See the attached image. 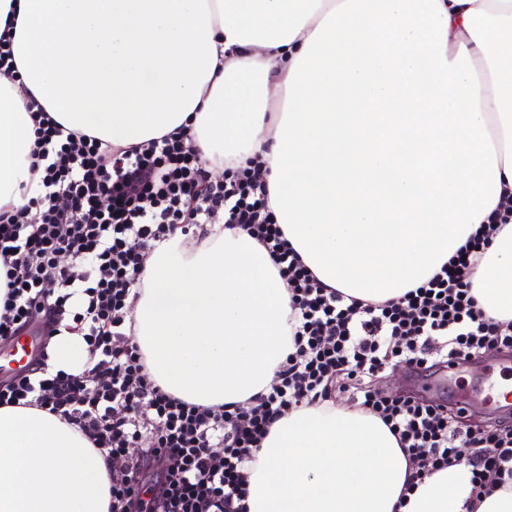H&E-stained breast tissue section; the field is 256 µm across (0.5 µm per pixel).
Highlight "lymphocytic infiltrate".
I'll use <instances>...</instances> for the list:
<instances>
[{
    "label": "lymphocytic infiltrate",
    "instance_id": "f902f5d3",
    "mask_svg": "<svg viewBox=\"0 0 512 512\" xmlns=\"http://www.w3.org/2000/svg\"><path fill=\"white\" fill-rule=\"evenodd\" d=\"M40 127L33 152L42 174L29 205L0 212V340L33 323L47 338L82 336L91 361L78 375L52 370L48 348L31 369L0 383V407H36L75 426L126 467L111 479L112 512H247V470L270 427L304 405L345 392L379 417L413 465V481L466 460L474 493L512 474V422L469 425L462 411L373 387L392 366L429 370L493 350H512V322L489 317L471 274L512 205L488 222L423 285L383 303L322 284L290 246L269 209L263 165L209 183L182 135L115 147L68 129L30 100ZM240 226L269 253L288 287L295 350L250 406H201L165 392L149 375L129 327L146 253L176 234L205 241L215 224ZM68 254L71 263L59 262ZM472 449L462 458L461 446Z\"/></svg>",
    "mask_w": 512,
    "mask_h": 512
}]
</instances>
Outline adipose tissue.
<instances>
[{
  "mask_svg": "<svg viewBox=\"0 0 512 512\" xmlns=\"http://www.w3.org/2000/svg\"><path fill=\"white\" fill-rule=\"evenodd\" d=\"M19 82L0 80V211L29 201L35 96L116 146L188 132L210 173L261 157L270 207L324 284L384 302L426 282L512 196V0H0ZM132 312L150 376L249 406L294 350L287 287L251 235L151 250ZM512 322V223L474 271ZM54 368L82 373L81 336ZM412 469L378 417L296 409L248 472L249 512H512L466 463ZM112 467L71 424L0 408V512H111Z\"/></svg>",
  "mask_w": 512,
  "mask_h": 512,
  "instance_id": "adipose-tissue-1",
  "label": "adipose tissue"
}]
</instances>
